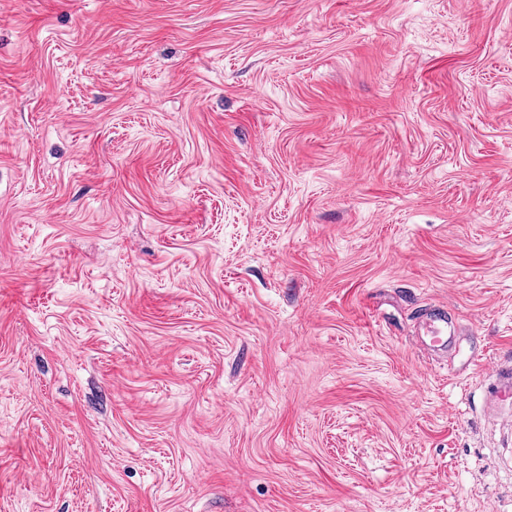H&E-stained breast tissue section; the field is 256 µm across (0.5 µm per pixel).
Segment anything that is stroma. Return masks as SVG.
I'll use <instances>...</instances> for the list:
<instances>
[{"instance_id": "stroma-1", "label": "stroma", "mask_w": 512, "mask_h": 512, "mask_svg": "<svg viewBox=\"0 0 512 512\" xmlns=\"http://www.w3.org/2000/svg\"><path fill=\"white\" fill-rule=\"evenodd\" d=\"M506 361L512 0H0V512H512ZM448 335V320L445 317L430 318L424 321L420 336H416L417 347L426 354L446 349L451 345Z\"/></svg>"}]
</instances>
